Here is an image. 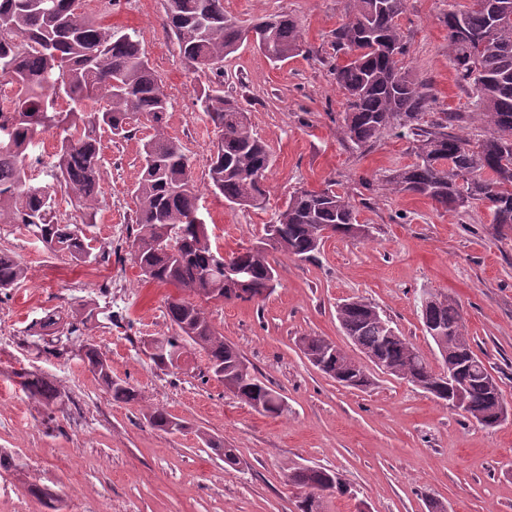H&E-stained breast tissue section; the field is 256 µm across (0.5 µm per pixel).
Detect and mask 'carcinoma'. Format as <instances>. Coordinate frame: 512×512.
Returning <instances> with one entry per match:
<instances>
[{"label":"carcinoma","mask_w":512,"mask_h":512,"mask_svg":"<svg viewBox=\"0 0 512 512\" xmlns=\"http://www.w3.org/2000/svg\"><path fill=\"white\" fill-rule=\"evenodd\" d=\"M405 0H347L345 20L334 32L336 64L332 71L346 97L341 125L344 136L359 148L396 131L411 139L414 163L385 176L382 189L426 198L458 212L487 208L497 227L512 228V0H470L462 10L446 13L448 57L459 84L475 90L473 113L487 127L485 138L471 142L450 132L460 112H434L426 86L403 66L408 52L398 19ZM164 28L176 40L184 61L195 69L224 77V59L246 39L247 30L224 12V0H165ZM258 47L274 62L303 51L299 20L288 14L252 20ZM0 86L10 94L0 99V224L24 227L52 252L76 265L104 257L86 228L100 210L102 136L119 139L146 127L142 165L135 184L136 233L131 259L150 281L173 286L187 296L167 302L175 336L156 339L165 355L188 346L207 357V373L224 382L241 401L258 400L260 413L279 416L280 395L255 372L243 374L240 351L217 332L204 309L212 300L252 301L268 287L275 267L268 252L247 248L236 252L250 266L249 283L236 290L224 285L223 257L212 248L206 225L198 221L199 196L194 164L182 143L167 132L168 94L141 47L137 31L103 25L80 12L75 0H0ZM61 97L68 107L57 106ZM201 112L214 128L216 141L208 162L209 185L224 202L262 207L265 183L249 178L269 172L273 154L253 132L248 111L220 87L198 99ZM57 139L47 176L52 183L37 189L29 183V151L44 134ZM466 176L456 183L457 174ZM64 189L80 221L59 214L55 187ZM357 223L351 202L330 189L300 188L275 213L270 231L286 241L273 250L301 260L315 257L323 243L315 242V225L326 224L336 236L350 237ZM26 276L20 262L0 253V294H7ZM422 310V319L450 330L470 345L466 324L456 301L436 297ZM337 319L345 335L365 356L375 355L389 374L409 382L428 377L429 365L406 339L389 338L390 321L371 302L355 297L338 306ZM39 335L73 334L79 326L56 309L32 322ZM305 357L326 365L337 383L372 384L344 351L321 336L300 337ZM83 361L107 386L112 399L131 403L138 391L112 377L106 355L89 343ZM24 388L47 403L60 397L56 384L32 372L21 374ZM460 384L465 415L479 423L490 416L494 400H503L496 378L478 356L464 367ZM158 430L177 431L182 424L163 409L149 415ZM288 483L304 490L300 512H316V494L336 484L346 487L331 469L295 465Z\"/></svg>","instance_id":"obj_1"}]
</instances>
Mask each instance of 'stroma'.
Returning a JSON list of instances; mask_svg holds the SVG:
<instances>
[{
	"instance_id": "35a3bbf8",
	"label": "stroma",
	"mask_w": 512,
	"mask_h": 512,
	"mask_svg": "<svg viewBox=\"0 0 512 512\" xmlns=\"http://www.w3.org/2000/svg\"><path fill=\"white\" fill-rule=\"evenodd\" d=\"M467 2L405 0L399 24L410 45L405 66L438 108L466 113L460 130L475 141L487 129L456 82L440 21ZM345 3L224 0L239 24L286 12L303 28V51L287 61L271 62L249 42L224 61L225 94L248 110L274 155L266 201L255 209L229 207L208 186L215 135L197 100L212 76L189 67L166 34L165 0H114L107 11L101 0H82L93 19L137 31L169 96L167 131L194 162L212 247L229 254L257 242L299 188L348 197L371 237L329 239L307 261L272 254L278 281L269 296L207 306L216 330L285 403L281 416L259 414L207 377L203 351L186 354L179 367L150 359L148 340L176 332L165 307L178 290L146 281L130 256L132 191L149 131L103 135L100 210L87 234L95 247L111 250L108 261L75 266L25 229L0 226V250L26 268L24 281L0 297V512H297L302 492L285 478L295 464L333 469L346 483L347 494L326 498L324 512H430L434 502L447 512H512V420L483 427L375 367L370 390L342 387L297 345L316 335L357 355L336 306L360 296L430 367H441L420 298L442 293L458 302L474 351L512 408V237L502 238L485 208L448 212L382 190L385 175L414 162L407 140L386 134L359 148L343 136L346 99L331 68ZM48 308L94 318L84 333L51 344L28 331ZM89 342L106 354L113 377L138 390V401H113L81 359ZM23 368L52 378L60 398L48 404L31 397L15 376ZM156 407L183 429H154L148 417ZM207 435L235 449L239 468L205 445Z\"/></svg>"
}]
</instances>
